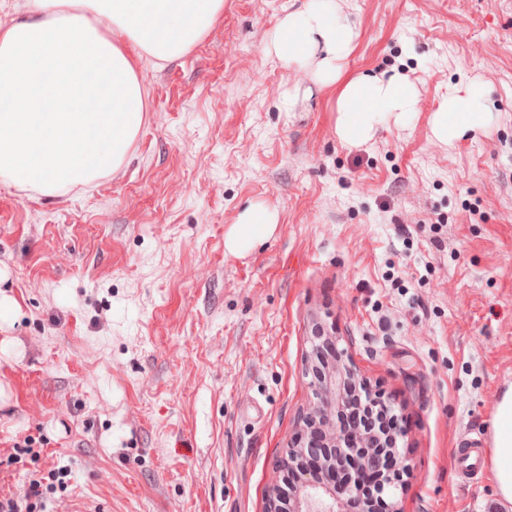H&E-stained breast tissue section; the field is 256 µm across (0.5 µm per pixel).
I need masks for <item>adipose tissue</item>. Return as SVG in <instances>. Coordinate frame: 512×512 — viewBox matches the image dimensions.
Instances as JSON below:
<instances>
[{"instance_id": "ef3b65f1", "label": "adipose tissue", "mask_w": 512, "mask_h": 512, "mask_svg": "<svg viewBox=\"0 0 512 512\" xmlns=\"http://www.w3.org/2000/svg\"><path fill=\"white\" fill-rule=\"evenodd\" d=\"M223 11L224 0H184L178 8L172 0H29L25 18L0 28V100L24 105L0 111V180L53 196L117 171L147 110L140 62L183 55ZM355 39L334 0H306L282 19L276 38L289 60L317 58L321 88L339 92L335 131L347 143L371 140L378 127L418 107L400 74L346 75L342 62ZM88 74L103 80L108 111L88 109ZM488 96V87L474 82L466 98H445L432 114L434 136L445 143L482 128ZM92 137L105 150L88 152ZM490 470L498 506L512 512V387L495 407Z\"/></svg>"}]
</instances>
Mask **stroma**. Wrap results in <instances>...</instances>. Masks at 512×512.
<instances>
[{
	"mask_svg": "<svg viewBox=\"0 0 512 512\" xmlns=\"http://www.w3.org/2000/svg\"><path fill=\"white\" fill-rule=\"evenodd\" d=\"M304 2L224 0L186 54L143 61L118 171L52 197L0 182V458L29 436L69 471L49 512H264L316 316L397 409L402 512H495L487 459L455 451L490 450L512 384V0H336L345 70L420 97L360 144L316 59L273 48ZM475 80L486 125L440 142L432 112ZM247 210L276 224L230 252Z\"/></svg>",
	"mask_w": 512,
	"mask_h": 512,
	"instance_id": "stroma-1",
	"label": "stroma"
}]
</instances>
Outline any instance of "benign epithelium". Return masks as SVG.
<instances>
[{
	"label": "benign epithelium",
	"mask_w": 512,
	"mask_h": 512,
	"mask_svg": "<svg viewBox=\"0 0 512 512\" xmlns=\"http://www.w3.org/2000/svg\"><path fill=\"white\" fill-rule=\"evenodd\" d=\"M306 373L312 400L279 460L278 468L293 477L283 488L270 485L265 512H346L347 501L359 497L361 484L375 482L378 496H394L404 472L399 440L405 436L396 407L381 399L340 346L336 324L313 321ZM353 390L370 404L382 407V426L355 431L342 422ZM345 480L338 496L335 479Z\"/></svg>",
	"instance_id": "benign-epithelium-1"
}]
</instances>
